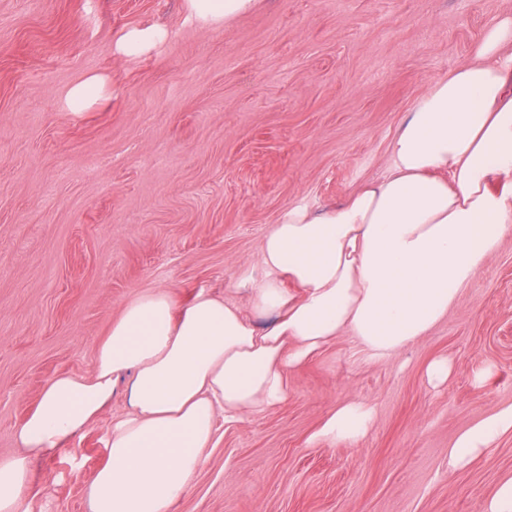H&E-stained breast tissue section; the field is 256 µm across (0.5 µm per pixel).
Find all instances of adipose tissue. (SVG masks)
<instances>
[{
  "label": "adipose tissue",
  "instance_id": "ef3b65f1",
  "mask_svg": "<svg viewBox=\"0 0 512 512\" xmlns=\"http://www.w3.org/2000/svg\"><path fill=\"white\" fill-rule=\"evenodd\" d=\"M391 171L317 213L296 205L261 243V278L243 276L250 315L198 291L184 305L157 288L128 302L87 375L49 380L0 458V512H30L33 464L67 449L124 393L106 460L86 485L89 512H172L213 447L218 421L285 403L291 375L350 335L376 361L428 336L512 233V14L473 61L431 82L390 143ZM266 318L263 329L253 320ZM371 405H336L310 446L352 445ZM512 435V402L460 432L461 469Z\"/></svg>",
  "mask_w": 512,
  "mask_h": 512
}]
</instances>
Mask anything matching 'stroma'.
Instances as JSON below:
<instances>
[{
  "instance_id": "obj_1",
  "label": "stroma",
  "mask_w": 512,
  "mask_h": 512,
  "mask_svg": "<svg viewBox=\"0 0 512 512\" xmlns=\"http://www.w3.org/2000/svg\"><path fill=\"white\" fill-rule=\"evenodd\" d=\"M512 0H257L203 25L187 0H0V457L45 384L85 374L124 305L154 288L248 310L288 206L318 211L388 175L429 83L468 64ZM134 31L151 40L134 55ZM103 78L83 110L70 87ZM447 358V383L425 367ZM492 368L477 383L476 372ZM375 407L352 447H310L336 405ZM512 402V234L433 332L374 361L349 338L295 372L288 400L220 426L172 512H483L512 437L468 467L454 438ZM123 399L35 464L31 512H88Z\"/></svg>"
}]
</instances>
